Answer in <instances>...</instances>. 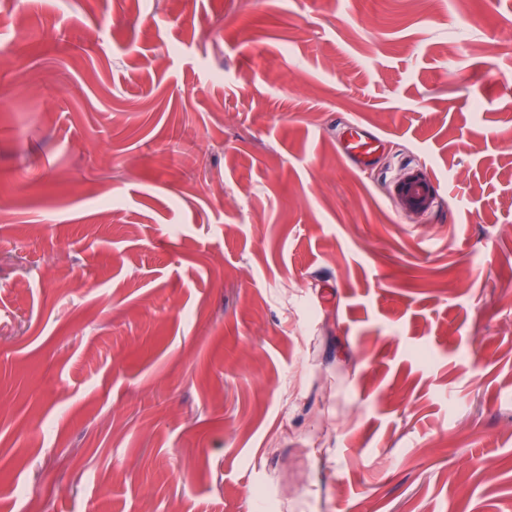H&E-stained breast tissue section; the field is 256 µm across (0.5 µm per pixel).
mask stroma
Returning <instances> with one entry per match:
<instances>
[{"label":"stroma","instance_id":"1","mask_svg":"<svg viewBox=\"0 0 512 512\" xmlns=\"http://www.w3.org/2000/svg\"><path fill=\"white\" fill-rule=\"evenodd\" d=\"M263 497L512 512V0H0V512ZM384 138L356 122L344 127L342 149L350 161L369 166L378 158ZM395 193L402 206L414 211H427L435 200V194L426 174L415 170L396 186Z\"/></svg>","mask_w":512,"mask_h":512}]
</instances>
